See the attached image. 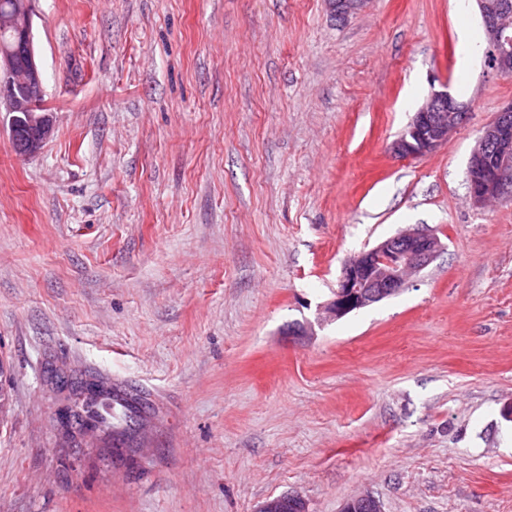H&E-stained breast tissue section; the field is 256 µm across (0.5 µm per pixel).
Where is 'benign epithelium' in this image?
I'll return each mask as SVG.
<instances>
[{"instance_id":"obj_1","label":"benign epithelium","mask_w":512,"mask_h":512,"mask_svg":"<svg viewBox=\"0 0 512 512\" xmlns=\"http://www.w3.org/2000/svg\"><path fill=\"white\" fill-rule=\"evenodd\" d=\"M367 0H331L336 18L360 11ZM487 42L486 63L499 75L512 74V0H476ZM29 0H12L0 8V32L11 40L0 44V98L8 104L10 132L15 152L21 157L37 154L53 130L51 113L38 101L43 97L42 74L35 59ZM467 119L466 105L441 83L415 112L406 132L391 144L401 159L427 155L448 141V135ZM468 188L473 201L483 204L512 195V101L485 125L468 163ZM443 245L438 236L415 228L391 236L375 247L347 260L333 298L324 307L332 318L398 294L423 270ZM303 502L295 494L270 497L258 512H290ZM343 512H382L380 502L361 495L348 502Z\"/></svg>"}]
</instances>
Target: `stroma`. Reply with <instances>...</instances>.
I'll return each mask as SVG.
<instances>
[{
    "instance_id": "35a3bbf8",
    "label": "stroma",
    "mask_w": 512,
    "mask_h": 512,
    "mask_svg": "<svg viewBox=\"0 0 512 512\" xmlns=\"http://www.w3.org/2000/svg\"><path fill=\"white\" fill-rule=\"evenodd\" d=\"M464 1L32 0L53 131L18 157L0 112V512H512V198L467 182L512 76L462 63ZM436 79L466 123L395 158ZM409 228L440 255L318 322ZM92 375L128 404L64 433Z\"/></svg>"
}]
</instances>
